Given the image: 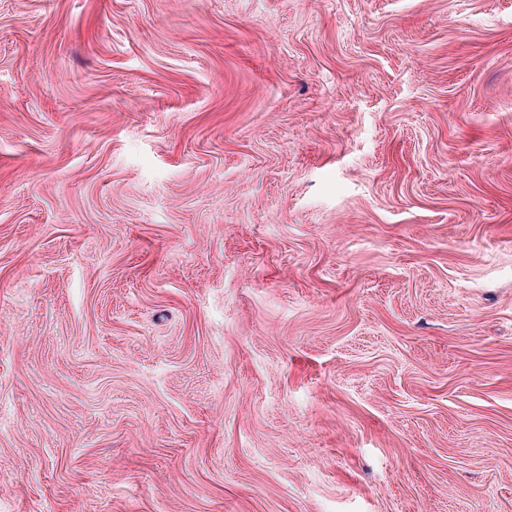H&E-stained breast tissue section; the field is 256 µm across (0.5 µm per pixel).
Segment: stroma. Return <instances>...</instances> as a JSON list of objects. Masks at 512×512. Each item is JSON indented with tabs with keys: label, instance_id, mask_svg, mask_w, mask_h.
<instances>
[{
	"label": "stroma",
	"instance_id": "1",
	"mask_svg": "<svg viewBox=\"0 0 512 512\" xmlns=\"http://www.w3.org/2000/svg\"><path fill=\"white\" fill-rule=\"evenodd\" d=\"M0 512H512V0H0Z\"/></svg>",
	"mask_w": 512,
	"mask_h": 512
}]
</instances>
